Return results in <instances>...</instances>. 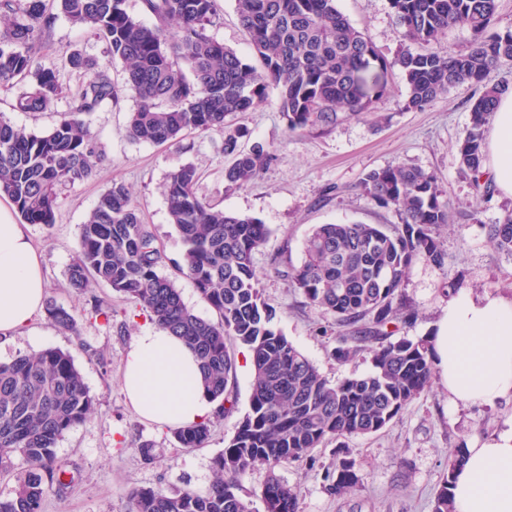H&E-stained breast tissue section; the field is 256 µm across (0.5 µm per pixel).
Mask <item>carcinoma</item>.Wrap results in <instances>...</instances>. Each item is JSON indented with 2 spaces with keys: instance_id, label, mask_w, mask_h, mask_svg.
<instances>
[{
  "instance_id": "1",
  "label": "carcinoma",
  "mask_w": 512,
  "mask_h": 512,
  "mask_svg": "<svg viewBox=\"0 0 512 512\" xmlns=\"http://www.w3.org/2000/svg\"><path fill=\"white\" fill-rule=\"evenodd\" d=\"M126 0H0V87L17 89L12 109L46 112L64 93L59 71L46 68L38 53L58 9L75 27L105 44L107 63L71 53L66 62L91 71L70 111L47 132L36 134L0 113V197L27 224L51 225L62 191L92 180L104 160L86 117L106 103L131 94L128 136L165 145L191 132L224 131V181L241 187L256 179L272 154L257 146L239 149L246 136L231 119L250 111L268 88L295 132L328 127L347 116L371 111L384 93L388 62L371 39L336 8V0H235L239 21L261 68L207 34L216 19L215 0H142L149 20L131 17ZM403 48L395 60L405 79L407 109L421 110L461 83L483 86L472 103L470 126L458 142L461 166L476 190L482 181L483 130L508 87L488 85L490 72L512 64V31L489 33L497 0H390ZM463 27L473 39L456 51L441 43L450 28ZM125 65L124 85L112 82L110 66ZM193 165L169 174L167 211L185 245L177 271L190 278L216 313L204 319L189 310L174 282L158 272L163 262L153 234L142 223L128 189L114 182L99 196L80 227L79 248L68 270V285L82 292L104 282L140 306L164 331L195 353L215 415L235 409L231 389L234 347L246 348L253 366L249 411L238 422L224 451L213 460L214 478L204 491L134 486L129 512H257L242 494V479L253 468L302 461L330 441L369 436L388 427L432 383L430 342L392 339L390 326L410 324L416 312L405 299L408 269L419 257L438 269L448 254L439 230L453 221L432 172L397 163L375 169L362 182L376 206L391 208L398 223L342 222L316 225L298 266L281 272L308 304L336 317L341 328L333 356L345 363L371 354L372 370L331 383L276 327V313L262 300L253 257L269 229L258 218L228 212L197 196ZM490 243L512 259V212L487 225ZM48 317L78 334L73 314L53 301ZM83 375L67 352L47 348L0 363V474L16 473L0 491V512H41L46 497L68 487L67 463L56 453L63 435L95 410ZM210 421L173 429L179 448H201ZM460 443L450 453L433 512H453L449 487L463 466ZM341 496L363 483L354 459L343 456L324 475ZM264 512H299L294 488L272 476L260 495Z\"/></svg>"
}]
</instances>
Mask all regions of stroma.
<instances>
[{
  "label": "stroma",
  "mask_w": 512,
  "mask_h": 512,
  "mask_svg": "<svg viewBox=\"0 0 512 512\" xmlns=\"http://www.w3.org/2000/svg\"><path fill=\"white\" fill-rule=\"evenodd\" d=\"M336 5L387 59L399 54L402 46L389 0H336ZM217 10L220 19L209 28V35L246 62H254L234 0H217ZM74 51L91 62L110 64L114 83H122V63H108L103 44L60 15L40 56L44 66L59 68L65 96L50 111L17 112L11 108L13 92L0 89V111L27 131L51 129L89 76L88 70L62 67L63 56ZM383 81L385 94L372 114L294 133L289 132L278 109L276 90L268 89L265 100L234 123L247 131L240 141L242 148L260 145L274 157L256 180L231 190L224 183L223 132L190 133L173 146L132 141L127 124L135 101L129 96L89 116L90 131L105 154L96 178L63 191L53 226L28 227L45 272L46 296L75 315L79 333L74 336L58 329L41 312L10 340L0 341V362L50 347L69 352L98 401L96 412L57 444V455L68 462L75 482L64 493L50 495L43 512H127V493L134 485L204 489L213 479L214 457L224 450L250 405L252 369L249 355L241 347L235 350L236 410L230 417L214 420L205 447H174L170 428L140 419L128 405L120 383L124 356L152 321L140 306L105 283L91 284L78 294L67 282L80 226L112 182L130 189L144 224L165 257L162 274L172 277L185 305L204 318L212 312L194 282L174 270L175 262L183 258L184 245L167 213L163 186L168 174L182 165H193L200 175L196 184L199 197L266 224L269 236L254 255L262 298L276 310L282 333L333 382L371 371L369 354L338 364L333 357L335 317L309 305L286 277L275 275L270 267L277 259L299 264L314 225L397 223L394 210L377 207L364 196L361 182L370 170L407 163L434 172L444 198L455 211L464 213L475 207L481 211L479 223L462 227L454 222L442 229L441 241L448 252L444 269L422 257L412 263L405 292L418 318L412 326H397V335H431L448 300L439 287L441 280L458 283L460 290L476 294L489 290L512 293V260L493 248L486 231L487 225L512 211V199L495 191L478 196L470 176L460 167L457 152L480 87L468 83L454 86L424 110L416 111L403 106L407 86L399 68L389 69ZM98 303L111 308V317L93 313ZM510 422L511 402L484 408L455 404L437 379L385 430L346 439L363 477L356 491L336 496L328 490L324 472L332 466L337 451L332 442L313 449L310 460L287 462L272 472L296 488L300 512H432L450 450L461 442L488 438ZM144 441L154 445L153 461H144L137 451ZM272 472L259 466L243 478L250 497H258Z\"/></svg>",
  "instance_id": "1"
}]
</instances>
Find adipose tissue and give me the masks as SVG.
Wrapping results in <instances>:
<instances>
[{
	"label": "adipose tissue",
	"mask_w": 512,
	"mask_h": 512,
	"mask_svg": "<svg viewBox=\"0 0 512 512\" xmlns=\"http://www.w3.org/2000/svg\"><path fill=\"white\" fill-rule=\"evenodd\" d=\"M485 168L512 198V94L499 99L484 144ZM45 278L28 227L0 206V336L10 337L42 309ZM431 341L449 398L467 406L512 401V294L462 291L449 298ZM122 387L145 420L178 427L209 419L193 353L176 337L147 329L128 349ZM454 512H512V424L474 443L451 488Z\"/></svg>",
	"instance_id": "adipose-tissue-1"
}]
</instances>
